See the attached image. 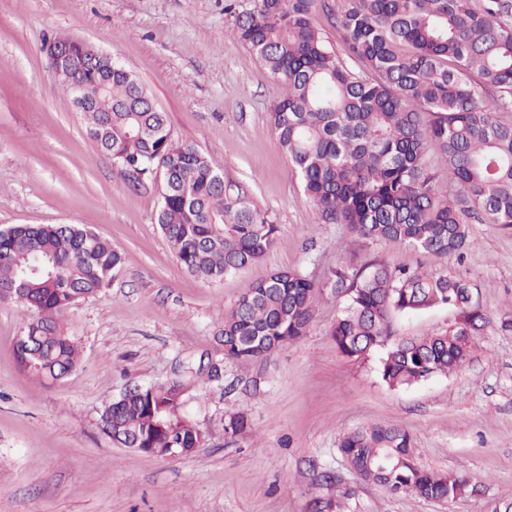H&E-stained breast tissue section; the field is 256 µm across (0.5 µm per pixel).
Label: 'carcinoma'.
I'll return each mask as SVG.
<instances>
[{
  "mask_svg": "<svg viewBox=\"0 0 512 512\" xmlns=\"http://www.w3.org/2000/svg\"><path fill=\"white\" fill-rule=\"evenodd\" d=\"M312 0H224L230 37L248 47L286 86L269 112L271 132L298 174L320 223L341 224L346 257L316 281L297 268L273 271L224 314V358L250 365L307 335L326 292L343 306L331 336L341 355L360 359L380 348L378 370L392 388L461 369L473 339L490 324L471 284L392 269L361 253L378 241L404 244L442 260L470 246L468 224L512 229V0H335L327 22L338 51L314 22ZM128 69L112 62V111L83 112L88 135L115 165L137 178L162 172L157 223L180 264L206 280L263 259L278 225L235 197L193 145L176 142L167 114ZM121 256L80 224L0 228V302L27 281L19 305L37 313L16 342L19 366L59 379L76 370L80 351L57 317L105 288ZM446 306L457 323L440 333L397 339L400 315ZM174 381L128 389L103 407L112 442L160 456L198 448L206 432L183 413ZM248 427L231 412L224 434ZM351 470L392 494L446 501L475 493L456 472L417 465L409 433L393 423L342 436Z\"/></svg>",
  "mask_w": 512,
  "mask_h": 512,
  "instance_id": "cac0c4a2",
  "label": "carcinoma"
}]
</instances>
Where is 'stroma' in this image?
Segmentation results:
<instances>
[{
	"label": "stroma",
	"mask_w": 512,
	"mask_h": 512,
	"mask_svg": "<svg viewBox=\"0 0 512 512\" xmlns=\"http://www.w3.org/2000/svg\"><path fill=\"white\" fill-rule=\"evenodd\" d=\"M88 43L132 71L168 115L174 139L221 172L232 194L278 226L266 257L207 281L186 272L163 236L160 180L129 177L89 138L82 113L52 74L45 46ZM286 91L255 55L227 37L224 0H0V228L82 224L122 257L108 288L63 311L81 348L55 381L21 370L14 344L31 318L0 303V512H307L313 497L347 494V512H495L512 501V230L470 224L463 259L399 243L366 254L470 281L490 320L457 372L393 389L379 352L339 353V303L320 300L308 333L247 367L216 341L246 288L278 268L314 279L344 254L345 226L322 224L273 138L268 113ZM445 306L397 317L396 336L442 332ZM182 380L185 410L208 433L165 459L114 445L103 406L134 385ZM248 417L235 439L227 411ZM395 423L418 464L460 471L481 487L452 502L388 493L361 482L339 454L350 430ZM340 479L326 486L323 475Z\"/></svg>",
	"instance_id": "stroma-1"
}]
</instances>
